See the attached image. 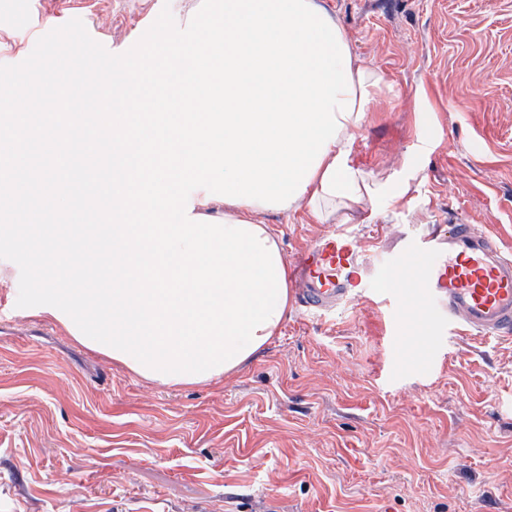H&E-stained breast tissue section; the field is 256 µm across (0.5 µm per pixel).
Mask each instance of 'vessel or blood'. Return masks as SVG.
Instances as JSON below:
<instances>
[{"mask_svg": "<svg viewBox=\"0 0 512 512\" xmlns=\"http://www.w3.org/2000/svg\"><path fill=\"white\" fill-rule=\"evenodd\" d=\"M407 269L412 279L406 291L396 277ZM293 277L300 305L313 313L377 296L390 307L399 337L406 332L404 310L412 295L434 332L512 338V252L477 224H438L381 252L367 249L357 233L339 229L297 252Z\"/></svg>", "mask_w": 512, "mask_h": 512, "instance_id": "vessel-or-blood-1", "label": "vessel or blood"}]
</instances>
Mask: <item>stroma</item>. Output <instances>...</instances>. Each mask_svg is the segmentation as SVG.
Returning <instances> with one entry per match:
<instances>
[{"mask_svg": "<svg viewBox=\"0 0 512 512\" xmlns=\"http://www.w3.org/2000/svg\"><path fill=\"white\" fill-rule=\"evenodd\" d=\"M384 86L354 162L403 182L323 224L265 214L285 259L348 225L369 248L463 219L512 249V0H318ZM158 0H0V73L48 75L84 28L87 65L118 53ZM58 27H48V18ZM427 112H420V105ZM438 140L415 156L424 128ZM0 243V512H512V341L438 339L364 298L290 306L280 336L223 380L166 387L31 315L61 270Z\"/></svg>", "mask_w": 512, "mask_h": 512, "instance_id": "stroma-1", "label": "stroma"}]
</instances>
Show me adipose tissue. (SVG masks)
<instances>
[{"label":"adipose tissue","mask_w":512,"mask_h":512,"mask_svg":"<svg viewBox=\"0 0 512 512\" xmlns=\"http://www.w3.org/2000/svg\"><path fill=\"white\" fill-rule=\"evenodd\" d=\"M130 52L96 69L41 80L68 112L45 129L15 120L28 84L0 95V192L41 169L58 224L0 219L31 259L61 239L67 269L33 289V314L132 373L166 386L210 383L263 349L288 315V267L259 217L305 207L390 201L403 186L371 181L353 144L382 77L355 66L342 28L316 0H197L167 28L139 24ZM50 145L34 157L29 143ZM105 160L80 203L64 200L60 168ZM112 221L97 223L101 206Z\"/></svg>","instance_id":"adipose-tissue-1"}]
</instances>
